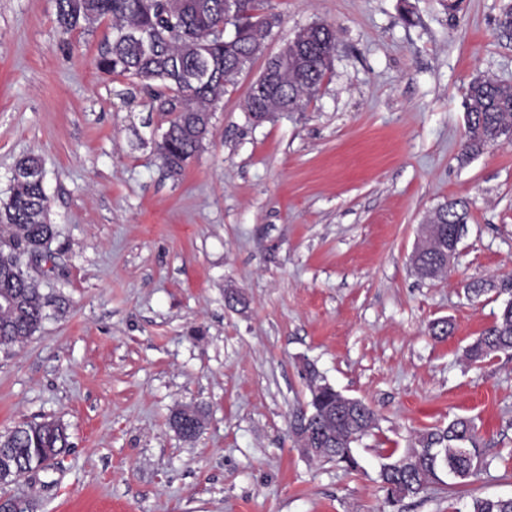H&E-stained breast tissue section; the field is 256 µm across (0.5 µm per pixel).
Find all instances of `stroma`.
<instances>
[{"mask_svg":"<svg viewBox=\"0 0 512 512\" xmlns=\"http://www.w3.org/2000/svg\"><path fill=\"white\" fill-rule=\"evenodd\" d=\"M507 2L270 0L283 23L267 55L327 22L331 70L305 111L258 125L243 110L254 62L172 178L152 92L98 67L110 21L67 32L55 0H0V198L38 156L55 237L52 271L32 273L62 303L0 353V433L57 418L70 442L0 495L36 512H470L512 497V356H465L512 283V143L461 155L467 84L512 83ZM452 199L470 204L458 254L420 277L410 256ZM439 320L450 336H432ZM311 364L376 413L358 470L291 433ZM183 405L206 415L192 441L168 424ZM458 417L489 469L388 504L381 463Z\"/></svg>","mask_w":512,"mask_h":512,"instance_id":"35a3bbf8","label":"stroma"}]
</instances>
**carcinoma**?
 <instances>
[{"mask_svg":"<svg viewBox=\"0 0 512 512\" xmlns=\"http://www.w3.org/2000/svg\"><path fill=\"white\" fill-rule=\"evenodd\" d=\"M58 24L67 29H86L102 18L112 21V45L101 55L99 67L117 75L129 74L147 88L158 85L171 92L161 111L174 115L155 143L163 167L180 176L187 164L204 148L213 106L226 87L265 48L280 16L264 6V0H239L234 16L224 15V0H56ZM229 27L236 39L217 37ZM154 43L152 53L140 48V36ZM336 49V31L324 22L300 29L290 40L288 60L279 64L276 84L264 94H249L244 111L274 116L279 112H303L331 70ZM215 61L218 73L208 81L192 79L202 60ZM467 128L463 143L466 157L480 154L512 130V84L477 77L465 90ZM469 203L450 200L429 218L441 224L460 241V227L467 223ZM54 237L49 221V198L38 157L20 159L14 169L6 200L0 203V352L9 354L42 329L47 309L56 303L41 283L19 270L17 262L35 244ZM512 353V305L503 306L495 323L467 349V357L479 362L495 354ZM310 385L308 413L316 414L309 426L317 438L332 437L317 444L319 457L357 468L352 445L376 426V415L364 406L352 416L336 418L329 426L320 417L336 409L338 394L330 385L315 382L317 373L308 369ZM204 413L197 407L172 411L169 423L184 439L193 440L201 431ZM69 447L67 426L59 419L25 421L0 433V484L35 474ZM464 471L459 483L477 478L488 467L473 421L459 417L443 427L421 433L417 442L398 458L384 464L379 480L387 499L394 504L415 497L441 482L443 463ZM471 512H512V497L475 498Z\"/></svg>","mask_w":512,"mask_h":512,"instance_id":"obj_1","label":"carcinoma"}]
</instances>
